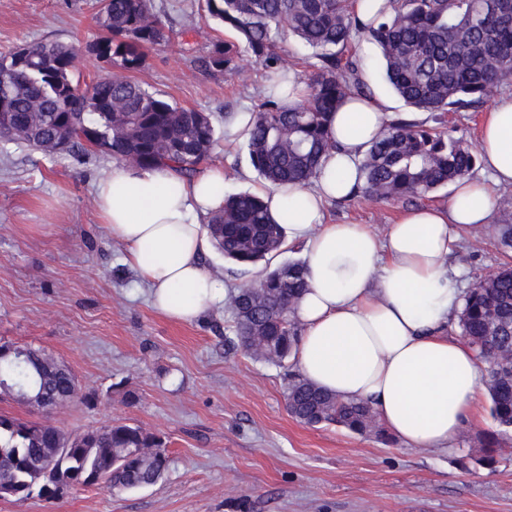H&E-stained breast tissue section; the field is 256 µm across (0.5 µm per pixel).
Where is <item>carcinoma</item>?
Wrapping results in <instances>:
<instances>
[{
	"label": "carcinoma",
	"instance_id": "1",
	"mask_svg": "<svg viewBox=\"0 0 512 512\" xmlns=\"http://www.w3.org/2000/svg\"><path fill=\"white\" fill-rule=\"evenodd\" d=\"M207 14L241 39L268 74L269 90L251 113L247 140L251 165L272 184L308 185L320 171L330 140V118L348 97L368 96L353 37L378 48L386 81L414 109L455 112L476 109L512 74V0H386L363 23L352 0H204ZM102 34L89 43L90 55L107 67L139 70L145 49L169 41L152 0H100ZM286 27L315 50L319 61L306 97L293 108L278 101L288 81V62L278 52L279 28ZM234 45L214 44L200 67L236 71ZM73 48L37 42L0 53V137L26 142L47 155L59 153L54 138L67 127V152L96 151L115 159L137 156L136 164L171 165L184 177L201 172L216 142L204 114L177 106L129 76L107 73L80 87L73 82ZM477 152L439 127L397 115L366 150L357 193L378 202L415 204L468 176ZM216 249L242 266L270 260L286 242L263 200L250 193L224 197V207L206 225ZM305 267L292 260L266 271L255 285L231 297L233 325L227 350H248V338L267 345L263 356L282 364L293 354L301 329L290 305L306 290ZM461 338L486 363L491 414L499 430L479 441L469 459L493 467L501 440L512 435V365L487 363L495 348L512 345V264L463 296ZM66 404L78 392L75 375L57 360L18 346L0 356V383ZM288 414L309 425H338L356 433L379 428L366 402H344L294 374L286 393ZM169 466L160 437L129 424H111L68 434L46 420L28 421L0 413V482L13 481L24 500L43 487L96 475L93 487L130 491L156 485Z\"/></svg>",
	"mask_w": 512,
	"mask_h": 512
}]
</instances>
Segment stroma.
<instances>
[{
	"mask_svg": "<svg viewBox=\"0 0 512 512\" xmlns=\"http://www.w3.org/2000/svg\"><path fill=\"white\" fill-rule=\"evenodd\" d=\"M169 43L146 52L133 79L178 105L208 115L217 141L209 164L224 167V192L250 191L260 178L246 142L227 143L224 122L257 111L266 78L250 55L241 72L199 67L232 34L203 0H153ZM99 32L95 0H0V53L25 43L61 42L77 53L75 81L103 68L84 51ZM362 76L390 114L408 108L385 84L374 43L356 39ZM110 156H47L0 139V342L31 345L69 366L79 396L51 412L0 396V412L51 420L79 434L127 423L161 436L169 469L156 485L122 493L77 487L60 500L0 498V512H512V448L495 467L466 463L469 450L497 426L490 410L453 448L418 450L394 436L289 416L285 393L294 360L279 366L227 351L230 308L193 323L156 312L125 248L98 218L94 184ZM406 210L364 197L329 203L328 223L354 221L376 233ZM492 224L462 234L451 261L463 289L512 260Z\"/></svg>",
	"mask_w": 512,
	"mask_h": 512,
	"instance_id": "stroma-1",
	"label": "stroma"
}]
</instances>
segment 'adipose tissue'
Segmentation results:
<instances>
[{"instance_id": "obj_1", "label": "adipose tissue", "mask_w": 512, "mask_h": 512, "mask_svg": "<svg viewBox=\"0 0 512 512\" xmlns=\"http://www.w3.org/2000/svg\"><path fill=\"white\" fill-rule=\"evenodd\" d=\"M384 102L350 98L332 116L336 148L312 185L256 186L298 247L309 287L295 307L299 372L341 400L369 401L384 427L410 448L444 449L482 411V365L453 325L460 268L449 256L462 232L491 224L498 207L480 179L457 181L447 204L403 213L384 234L324 221L327 202L350 199L360 163L384 131ZM482 170L512 186V95L481 129ZM97 213L166 318L192 323L223 306L228 282L210 274L204 224L224 203V169L193 180L166 166L113 164L95 185Z\"/></svg>"}]
</instances>
